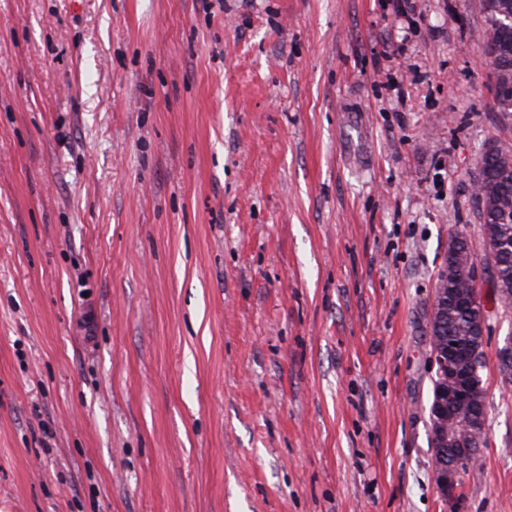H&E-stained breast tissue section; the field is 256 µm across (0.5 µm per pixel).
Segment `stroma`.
Instances as JSON below:
<instances>
[{
    "label": "stroma",
    "mask_w": 512,
    "mask_h": 512,
    "mask_svg": "<svg viewBox=\"0 0 512 512\" xmlns=\"http://www.w3.org/2000/svg\"><path fill=\"white\" fill-rule=\"evenodd\" d=\"M411 2L0 0V512H512V311L451 503L429 419L512 121Z\"/></svg>",
    "instance_id": "stroma-1"
}]
</instances>
